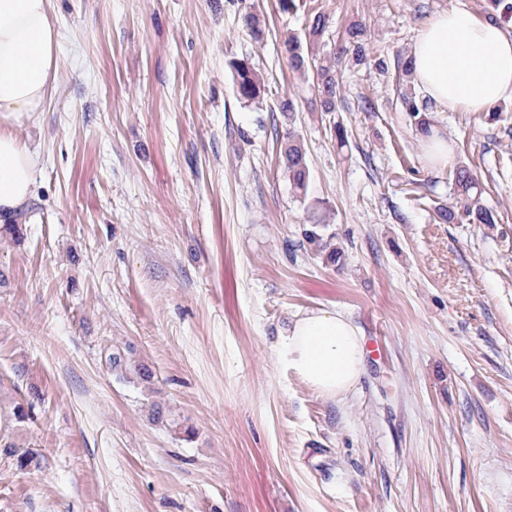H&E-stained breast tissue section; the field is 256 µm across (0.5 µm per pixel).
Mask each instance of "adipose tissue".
I'll list each match as a JSON object with an SVG mask.
<instances>
[{
    "label": "adipose tissue",
    "mask_w": 512,
    "mask_h": 512,
    "mask_svg": "<svg viewBox=\"0 0 512 512\" xmlns=\"http://www.w3.org/2000/svg\"><path fill=\"white\" fill-rule=\"evenodd\" d=\"M58 34L50 0H0V223L32 194L37 153L16 128L43 111L57 79ZM412 82L433 102L456 112H488L512 99V35L500 23L451 7L434 15L411 46ZM280 357L310 385L333 398L350 391L365 361L363 337L339 310L299 315Z\"/></svg>",
    "instance_id": "1"
}]
</instances>
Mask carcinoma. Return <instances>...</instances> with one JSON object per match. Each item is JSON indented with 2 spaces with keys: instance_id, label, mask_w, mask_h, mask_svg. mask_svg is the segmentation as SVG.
I'll return each mask as SVG.
<instances>
[{
  "instance_id": "cac0c4a2",
  "label": "carcinoma",
  "mask_w": 512,
  "mask_h": 512,
  "mask_svg": "<svg viewBox=\"0 0 512 512\" xmlns=\"http://www.w3.org/2000/svg\"><path fill=\"white\" fill-rule=\"evenodd\" d=\"M329 22L326 14L314 9L311 11V23L305 41L290 34L283 42L284 52L288 54V65L293 71L303 75L311 70L316 71L320 108L327 113L337 111L336 66L350 62L361 65L367 63L369 58L365 26L353 24L347 32V38L331 47L327 39ZM231 67L237 99L248 104L262 100L266 94V84L251 60L236 59L231 62ZM403 108L415 118L419 132L428 131L429 120L425 112L429 111V105L426 101L408 89L403 95ZM279 154L295 195L306 197L309 181L307 153L295 132L288 131L282 136ZM482 194L478 176L466 166L458 167L455 172L454 202L436 209L438 219L448 224L463 221L475 224L497 223L493 209L483 203ZM306 236L328 263L334 264L340 258L341 251L336 247L334 234L322 235L311 229L306 232Z\"/></svg>"
}]
</instances>
